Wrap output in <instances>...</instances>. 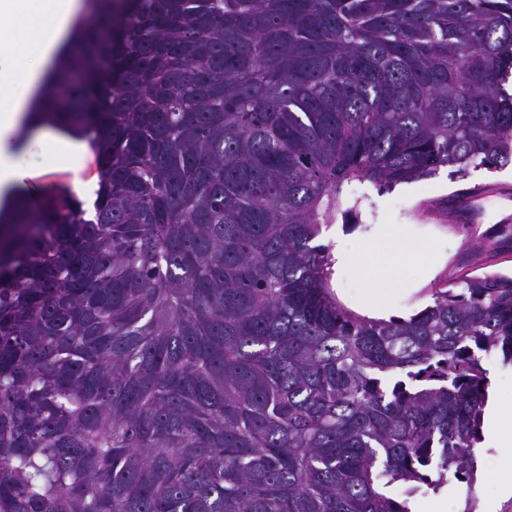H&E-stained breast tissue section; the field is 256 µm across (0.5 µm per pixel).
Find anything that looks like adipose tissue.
Here are the masks:
<instances>
[{"instance_id": "ef3b65f1", "label": "adipose tissue", "mask_w": 512, "mask_h": 512, "mask_svg": "<svg viewBox=\"0 0 512 512\" xmlns=\"http://www.w3.org/2000/svg\"><path fill=\"white\" fill-rule=\"evenodd\" d=\"M85 14L84 0H0V231L10 232L22 211L35 209L36 180L45 174L70 172L72 188L85 208H92L96 199L97 182L82 176L90 152L84 134L30 117L75 22ZM35 145L47 154L46 163L37 169L23 162ZM430 254V245L410 238L399 239L389 254L373 253L349 237L337 238L334 248L337 265L356 263L373 291L388 287L386 270L413 268ZM485 443L496 451L512 447V398L499 393L491 399Z\"/></svg>"}]
</instances>
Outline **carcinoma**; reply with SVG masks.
Returning <instances> with one entry per match:
<instances>
[{
  "mask_svg": "<svg viewBox=\"0 0 512 512\" xmlns=\"http://www.w3.org/2000/svg\"><path fill=\"white\" fill-rule=\"evenodd\" d=\"M45 94L100 160L0 240V512H411L471 480L512 276L346 308L368 196L512 163V0H101Z\"/></svg>",
  "mask_w": 512,
  "mask_h": 512,
  "instance_id": "cac0c4a2",
  "label": "carcinoma"
}]
</instances>
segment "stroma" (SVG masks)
<instances>
[{"label":"stroma","instance_id":"obj_1","mask_svg":"<svg viewBox=\"0 0 512 512\" xmlns=\"http://www.w3.org/2000/svg\"><path fill=\"white\" fill-rule=\"evenodd\" d=\"M494 182L512 184V164L500 169H475L462 181L452 180L448 169L444 168L435 176L399 185L382 195L374 193L370 184L355 185V193L364 198L359 211L337 217L323 233L321 241L330 243L341 231L374 242L392 227L402 236L432 244L441 256L436 272L424 277L417 291L399 288L389 298L395 316H409L430 302L429 290L438 283L466 274L512 272V234L505 232L502 225L503 217L512 214V199L487 200L483 205L482 223L466 227L432 223L421 210L424 202ZM487 238L493 241V249L475 250V242ZM505 480L512 482V454L504 455L491 472L482 473L474 483H451L440 494L413 498L410 507L412 512H434L437 500L444 498L453 503L455 512H463L469 503L476 512H512V497L499 492V485Z\"/></svg>","mask_w":512,"mask_h":512}]
</instances>
